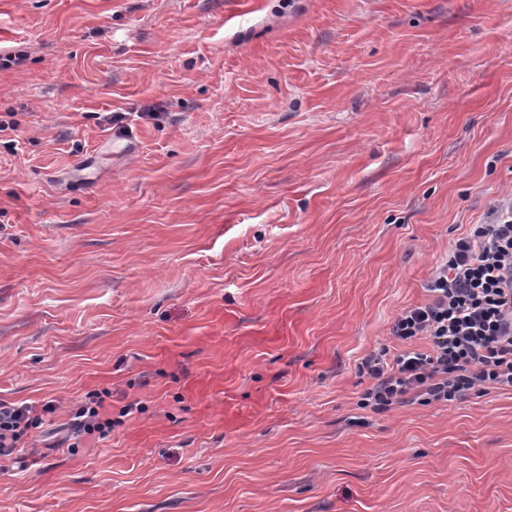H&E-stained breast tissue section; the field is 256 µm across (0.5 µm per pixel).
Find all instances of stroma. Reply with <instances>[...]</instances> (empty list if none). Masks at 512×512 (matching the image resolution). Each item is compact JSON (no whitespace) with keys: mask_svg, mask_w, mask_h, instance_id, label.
Wrapping results in <instances>:
<instances>
[{"mask_svg":"<svg viewBox=\"0 0 512 512\" xmlns=\"http://www.w3.org/2000/svg\"><path fill=\"white\" fill-rule=\"evenodd\" d=\"M14 55L0 512H512V391L360 404L512 194V0H0ZM107 394H91L84 405L77 408L74 413L73 426L77 436L93 435L98 433L104 435L112 430V411L107 410L105 399ZM42 417L31 406L0 402V462L12 461L15 448H23L24 439L40 428Z\"/></svg>","mask_w":512,"mask_h":512,"instance_id":"obj_1","label":"stroma"}]
</instances>
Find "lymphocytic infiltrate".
Listing matches in <instances>:
<instances>
[{
	"label": "lymphocytic infiltrate",
	"instance_id": "f902f5d3",
	"mask_svg": "<svg viewBox=\"0 0 512 512\" xmlns=\"http://www.w3.org/2000/svg\"><path fill=\"white\" fill-rule=\"evenodd\" d=\"M425 303L404 308L390 334L402 350L371 354L367 407L383 411L411 400L448 403L471 392L512 391V201L490 208L484 223L458 238L427 284ZM415 340L426 349L412 348ZM32 407L0 402V462L41 425ZM77 435L105 434L112 414L94 393L77 408Z\"/></svg>",
	"mask_w": 512,
	"mask_h": 512
}]
</instances>
